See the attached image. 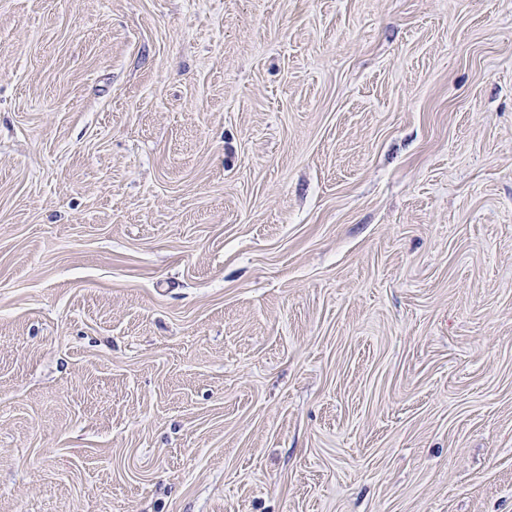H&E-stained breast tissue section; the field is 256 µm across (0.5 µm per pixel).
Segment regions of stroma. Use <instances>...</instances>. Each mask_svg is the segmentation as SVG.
Instances as JSON below:
<instances>
[{"mask_svg": "<svg viewBox=\"0 0 512 512\" xmlns=\"http://www.w3.org/2000/svg\"><path fill=\"white\" fill-rule=\"evenodd\" d=\"M0 512H512V0H0Z\"/></svg>", "mask_w": 512, "mask_h": 512, "instance_id": "stroma-1", "label": "stroma"}]
</instances>
